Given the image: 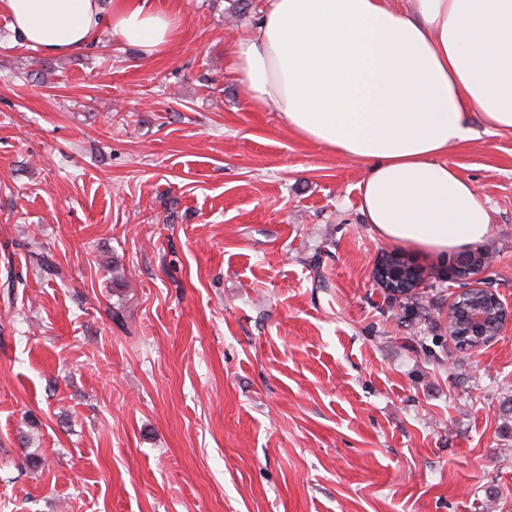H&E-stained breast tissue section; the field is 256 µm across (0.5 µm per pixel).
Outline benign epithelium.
I'll list each match as a JSON object with an SVG mask.
<instances>
[{
	"mask_svg": "<svg viewBox=\"0 0 512 512\" xmlns=\"http://www.w3.org/2000/svg\"><path fill=\"white\" fill-rule=\"evenodd\" d=\"M391 256L392 252L387 251L376 262V267L385 276V283L389 284L387 293L404 291L410 286L418 287L419 267L397 268L390 260ZM470 256L468 267L462 270L453 267L452 279L465 284L462 291L471 296V301L467 305L454 301L448 305V312L459 317L460 336L483 338L476 344L480 348L495 342L512 325V305L504 303L495 289L476 281V277L492 263L491 251L482 247L470 251Z\"/></svg>",
	"mask_w": 512,
	"mask_h": 512,
	"instance_id": "obj_1",
	"label": "benign epithelium"
}]
</instances>
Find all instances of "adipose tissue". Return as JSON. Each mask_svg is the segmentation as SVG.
<instances>
[{
  "mask_svg": "<svg viewBox=\"0 0 512 512\" xmlns=\"http://www.w3.org/2000/svg\"><path fill=\"white\" fill-rule=\"evenodd\" d=\"M20 41L79 53L111 28L143 56L182 25L169 0H0ZM229 67L251 111L362 161L360 210L382 240L445 253L492 231L451 149L512 133V0H263Z\"/></svg>",
  "mask_w": 512,
  "mask_h": 512,
  "instance_id": "ef3b65f1",
  "label": "adipose tissue"
}]
</instances>
